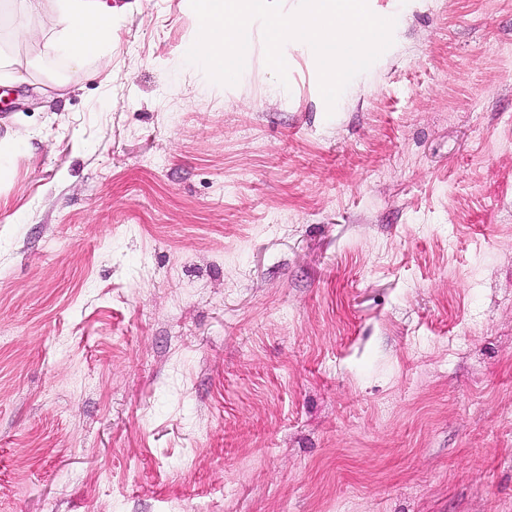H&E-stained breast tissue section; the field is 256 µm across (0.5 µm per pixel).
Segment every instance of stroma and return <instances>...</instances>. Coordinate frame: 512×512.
<instances>
[{"instance_id": "1", "label": "stroma", "mask_w": 512, "mask_h": 512, "mask_svg": "<svg viewBox=\"0 0 512 512\" xmlns=\"http://www.w3.org/2000/svg\"><path fill=\"white\" fill-rule=\"evenodd\" d=\"M110 2V59L5 47L0 512H512V0H368L331 113Z\"/></svg>"}]
</instances>
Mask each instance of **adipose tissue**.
I'll return each instance as SVG.
<instances>
[{
    "label": "adipose tissue",
    "mask_w": 512,
    "mask_h": 512,
    "mask_svg": "<svg viewBox=\"0 0 512 512\" xmlns=\"http://www.w3.org/2000/svg\"><path fill=\"white\" fill-rule=\"evenodd\" d=\"M11 14L40 17L43 26L59 28L55 50L66 68L75 69L112 44V9L105 0H54L46 13L44 0H0Z\"/></svg>",
    "instance_id": "adipose-tissue-1"
}]
</instances>
